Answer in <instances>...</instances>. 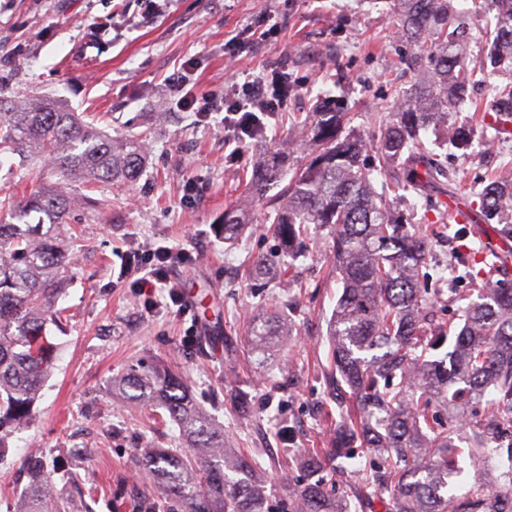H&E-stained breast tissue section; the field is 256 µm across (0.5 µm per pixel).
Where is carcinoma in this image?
<instances>
[{"label":"carcinoma","mask_w":512,"mask_h":512,"mask_svg":"<svg viewBox=\"0 0 512 512\" xmlns=\"http://www.w3.org/2000/svg\"><path fill=\"white\" fill-rule=\"evenodd\" d=\"M492 48L474 61L461 47L472 35L451 0H403L401 34L425 45L427 68L408 104L382 123L374 144L340 138V112H310L300 134L311 153L281 191L272 235L288 255L312 229H328L341 294L327 322L333 355L332 385L346 388L357 410H339L336 436L323 454L306 456L311 475L323 470L320 456L344 462L371 448L382 464L364 479L359 500L389 492L393 512H512V446L501 442L512 425V287L500 288L489 274L512 260L487 249L483 268L468 274L479 300L459 309L462 327L452 351L433 355L451 328L435 319V295L418 286L427 264L430 238L411 229L383 193L372 188L378 173L418 193L448 170L428 160L421 132L446 128V144L466 151L474 134L449 123L469 89L490 70L512 77V0H493ZM499 118L512 117V83L496 86ZM267 128L258 112L244 118L238 139L257 141ZM372 152L377 165L361 157ZM145 143L105 137L94 124L45 101L0 105V157H19L18 167L37 156L66 182L133 183L141 173ZM277 179L266 163L253 166L249 185L259 195ZM481 219L497 221L512 237V184L493 180L479 192ZM76 198L64 189H40L13 204L14 224H0V428L27 424L54 357L46 328L55 309L62 274L74 267L63 224ZM252 227L247 214H224V242L232 244ZM291 321L274 305L247 336L265 346L289 336ZM128 404L158 403L179 435L171 448H144L142 466L163 479L166 512H265L263 486L244 455L227 456L224 429L214 425L191 399L184 381L153 368L133 369L117 385ZM484 471L485 484L458 495L454 478L460 459ZM296 512H349L344 499L324 494L320 481L288 487ZM28 512H66L52 476L36 467Z\"/></svg>","instance_id":"obj_1"}]
</instances>
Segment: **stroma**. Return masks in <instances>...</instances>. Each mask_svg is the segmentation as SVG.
I'll return each instance as SVG.
<instances>
[{
    "instance_id": "1",
    "label": "stroma",
    "mask_w": 512,
    "mask_h": 512,
    "mask_svg": "<svg viewBox=\"0 0 512 512\" xmlns=\"http://www.w3.org/2000/svg\"><path fill=\"white\" fill-rule=\"evenodd\" d=\"M400 8V0H0V98L45 96L113 138L146 140L134 184L79 189L88 203L66 224L76 261L57 300L61 322L46 330L55 346L50 373L30 424L0 432V512H24L32 447L76 473L81 489L70 492L69 512H137L143 497H163L161 482L134 459L139 449L169 447L176 429L162 409L123 404L112 391L139 361L180 374L197 406L250 458L268 512H294L284 485L309 478L293 458L301 448H326L336 427L325 338L340 283L324 231L305 239L304 258L274 256L269 274H250L256 257L274 255L275 242L273 205L254 199L247 181L263 157L282 158L288 177L306 162L309 147L294 123L323 103L342 112L343 135L378 139L381 117L421 78L409 65L414 46L398 34ZM251 75L284 95L261 142L243 146L224 110L177 106L174 78L228 94ZM496 106L493 92L478 86L453 115L481 141L475 151L449 152L433 131L422 134L453 175L454 194L435 188L419 197L374 181L432 233L425 287L462 288L470 299L477 293L460 276L492 229L457 241L446 225L448 200L478 209L474 188L512 173V122L485 132ZM59 181L40 163L2 169L0 200ZM232 207L249 210L253 229L230 246L220 226ZM153 246L194 255L172 270L186 316L162 304L145 313L146 298L126 274L135 251ZM291 297L288 342L265 354L253 349L250 319ZM377 463L368 452L354 469L327 464L323 487L346 497L352 512H390L388 497L363 507L356 496Z\"/></svg>"
}]
</instances>
